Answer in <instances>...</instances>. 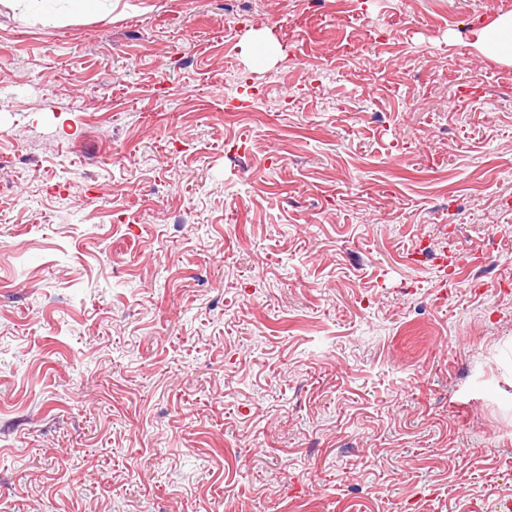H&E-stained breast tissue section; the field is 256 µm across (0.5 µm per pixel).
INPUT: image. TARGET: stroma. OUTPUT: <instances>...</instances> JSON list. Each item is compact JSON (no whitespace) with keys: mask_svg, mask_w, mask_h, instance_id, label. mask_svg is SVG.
<instances>
[{"mask_svg":"<svg viewBox=\"0 0 512 512\" xmlns=\"http://www.w3.org/2000/svg\"><path fill=\"white\" fill-rule=\"evenodd\" d=\"M56 12L0 8V512H512V0ZM473 45L481 55L512 65V13L500 14L474 33Z\"/></svg>","mask_w":512,"mask_h":512,"instance_id":"stroma-1","label":"stroma"}]
</instances>
